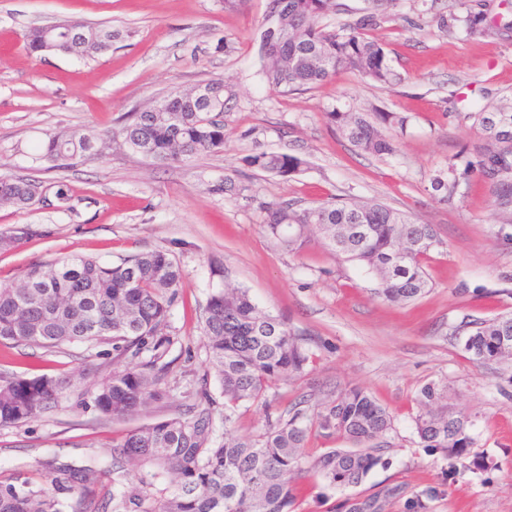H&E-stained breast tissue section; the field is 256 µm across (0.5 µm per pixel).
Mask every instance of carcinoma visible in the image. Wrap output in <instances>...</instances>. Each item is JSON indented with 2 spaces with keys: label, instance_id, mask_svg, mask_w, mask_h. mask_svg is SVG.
<instances>
[{
  "label": "carcinoma",
  "instance_id": "carcinoma-1",
  "mask_svg": "<svg viewBox=\"0 0 512 512\" xmlns=\"http://www.w3.org/2000/svg\"><path fill=\"white\" fill-rule=\"evenodd\" d=\"M394 0H365V14L339 28L321 24L340 10L337 0H268L259 45L262 73L270 88L288 92L311 89L340 71L358 72L390 85L397 79L382 43L370 37L382 7ZM475 38H512V19L491 14L488 0H477L464 19ZM82 33L73 53L68 33ZM112 29L59 21L26 35L29 53L90 56L112 47ZM210 103H192L188 94L169 96L143 112H127L118 127L94 139L60 131L51 135L40 159L53 168L120 136L132 151L154 160L178 162L224 147L223 114L231 97L221 78L211 79ZM492 113L467 118L487 133L486 143L467 152L465 172L488 185L492 210L502 224H512V128L492 132ZM330 123L359 150L382 156L396 152L386 130L405 118L395 112L326 113ZM249 168L288 177L306 161L287 153L248 155ZM40 183L0 175V201L27 209L38 201ZM219 191L248 203V187L226 176ZM266 231L288 250H299L310 233L337 258L376 275L379 298L405 303L427 288L422 260L440 245L432 225L373 201L336 199L308 207L288 201L259 203ZM181 272L169 255L152 250L112 264L74 255L29 268L22 278L0 286V343L28 344L51 350L63 345L110 341L124 359L121 369L95 395L97 410L125 420L166 397L161 387L165 367L158 366L171 340L162 335L180 288ZM466 351L482 362L512 356V314L476 321L465 332ZM202 337L224 396V439L213 436L210 408L194 417H175L128 432L112 445V483L117 490L99 500L86 499L82 469L63 472L64 490L75 497L73 512H295L298 480L320 478L341 490L360 485L378 464V440L392 428L387 409L362 388L350 387L315 416L294 405L256 438L241 440L229 429L240 404L260 402L278 381L300 375L310 356L304 339L288 323L261 311L242 288L213 292L207 302ZM149 359H143V355ZM69 383L45 373L0 376V424H19L55 408ZM416 429L426 447L446 454L448 476L471 444L467 416L448 415L447 396L433 384L421 388ZM337 436L352 448H329L309 459L307 438L314 432ZM0 512H64L63 503L44 488L24 481L0 484Z\"/></svg>",
  "mask_w": 512,
  "mask_h": 512
}]
</instances>
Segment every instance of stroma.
<instances>
[{"mask_svg": "<svg viewBox=\"0 0 512 512\" xmlns=\"http://www.w3.org/2000/svg\"><path fill=\"white\" fill-rule=\"evenodd\" d=\"M268 0H0V173L42 182V202L0 206V233L38 229L0 251V284L31 266L70 254L105 262L160 249L179 265L181 286L163 330L167 396L138 416H103L93 398L123 361L111 343L66 345L49 354L0 345V373L42 372L70 380L58 406L18 425H0V483L49 485L44 460L93 470L94 497L112 488L110 448L131 429L210 406L216 428L252 439L296 402L308 413L358 386L389 411L380 463L355 488L322 480L302 489L295 512H337L346 498L400 487L389 512L429 492L432 512H512V358L480 363L458 329L512 312V224L499 223L479 176L457 195L433 188L436 177L462 170L466 147L484 142L469 113L512 107V41L473 39L460 22L466 0H394L372 29L384 43L397 81L382 86L343 71L310 91L269 89L259 44ZM63 19L107 25L117 38L90 57L29 54L26 33ZM223 78L233 93L224 112L223 148L180 163L154 161L114 141L52 169L39 161L59 131L93 134L115 126L134 107ZM380 105L404 116L392 127L397 151L378 158L343 138L325 114ZM259 152L295 154L304 170L282 178L244 167ZM237 174L254 204L214 192ZM66 184V200L55 196ZM331 197L373 199L433 225L440 245L424 261L429 290L394 305L379 299L376 279L336 259L312 234L288 251L263 227L261 201L308 206ZM246 289L263 310L302 333L313 357L304 374L277 382L266 403L239 407L224 421V397L201 339L210 294ZM446 391L450 411L470 416L472 445L456 476L448 458L425 447L415 426L426 384ZM207 390L210 403L198 393ZM491 469L472 468L475 460Z\"/></svg>", "mask_w": 512, "mask_h": 512, "instance_id": "stroma-1", "label": "stroma"}]
</instances>
